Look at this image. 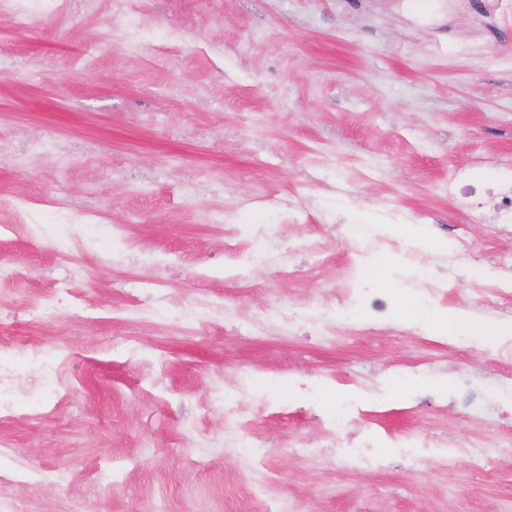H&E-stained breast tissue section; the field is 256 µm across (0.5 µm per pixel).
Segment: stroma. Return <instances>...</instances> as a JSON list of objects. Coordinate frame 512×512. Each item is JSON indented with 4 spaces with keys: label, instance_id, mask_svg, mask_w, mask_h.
Listing matches in <instances>:
<instances>
[{
    "label": "stroma",
    "instance_id": "obj_1",
    "mask_svg": "<svg viewBox=\"0 0 512 512\" xmlns=\"http://www.w3.org/2000/svg\"><path fill=\"white\" fill-rule=\"evenodd\" d=\"M136 21L0 13V138L25 129L77 150L20 169L0 163V224L21 191L58 205L92 200L107 221L87 243L0 234V366L15 372L0 410V512H500L512 454L495 473L379 472L324 464L345 390L378 387L354 431L386 447L411 434L512 436V413L480 420L418 393L464 383L512 389L495 344L436 330L401 336L440 255L415 239L466 233L486 269L512 251L452 187L512 179V0H130ZM223 212L230 224H210ZM309 217L328 251L302 258L280 217ZM123 225L124 241L112 238ZM272 225L281 271L224 272V243ZM348 224H383L361 257ZM397 300L392 322L288 336H240L225 309L261 318L333 307L349 280ZM64 300L38 316L54 287ZM413 373L390 388L395 371ZM247 373L252 419L230 421L224 392Z\"/></svg>",
    "mask_w": 512,
    "mask_h": 512
}]
</instances>
